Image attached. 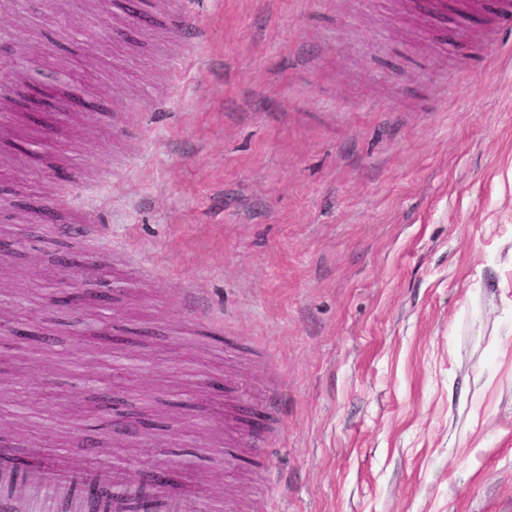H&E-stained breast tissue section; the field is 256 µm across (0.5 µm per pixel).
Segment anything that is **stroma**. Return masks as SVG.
<instances>
[{
  "label": "stroma",
  "mask_w": 512,
  "mask_h": 512,
  "mask_svg": "<svg viewBox=\"0 0 512 512\" xmlns=\"http://www.w3.org/2000/svg\"><path fill=\"white\" fill-rule=\"evenodd\" d=\"M446 2L0 15L17 82L58 71L60 105L34 126L0 103V234L27 243L0 258V315L52 336L0 389L62 395L0 400V445L65 469L165 459L223 512H512V28L487 43L496 0ZM76 249L107 265L94 315L136 347L40 317ZM117 360L134 435L86 414Z\"/></svg>",
  "instance_id": "1"
}]
</instances>
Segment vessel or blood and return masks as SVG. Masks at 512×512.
Instances as JSON below:
<instances>
[{
  "instance_id": "obj_1",
  "label": "vessel or blood",
  "mask_w": 512,
  "mask_h": 512,
  "mask_svg": "<svg viewBox=\"0 0 512 512\" xmlns=\"http://www.w3.org/2000/svg\"><path fill=\"white\" fill-rule=\"evenodd\" d=\"M203 487H175L161 479L128 482L120 473L47 462L19 463L0 448V512H222Z\"/></svg>"
}]
</instances>
